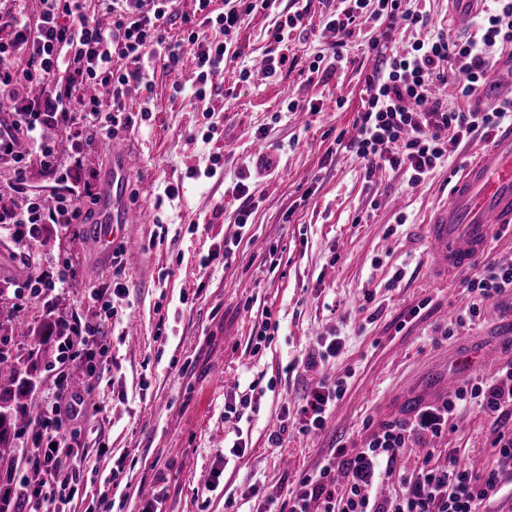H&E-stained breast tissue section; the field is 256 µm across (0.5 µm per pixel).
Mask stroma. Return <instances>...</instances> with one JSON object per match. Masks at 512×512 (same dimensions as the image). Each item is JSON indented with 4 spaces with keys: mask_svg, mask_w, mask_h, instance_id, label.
I'll return each mask as SVG.
<instances>
[{
    "mask_svg": "<svg viewBox=\"0 0 512 512\" xmlns=\"http://www.w3.org/2000/svg\"><path fill=\"white\" fill-rule=\"evenodd\" d=\"M301 0H279L275 12L258 11L241 38L254 55L270 46L266 33L276 16L301 9ZM331 0H312L302 28L289 39L296 66L252 88L227 64L205 99L175 93L174 82L191 83L195 64L184 54L177 71L154 63L150 114L138 119L139 101H125L133 128L108 138L93 135L54 169L28 157L24 186L0 167V194L23 199L49 194L61 176L77 173L100 189L112 150L125 148L143 163L129 178L128 205L147 211L148 224H125L112 237L123 267H112L96 233L94 204L83 203L82 223L55 224L34 243L33 257L17 249L13 234L0 230V308L39 325L44 299H23L12 290L10 271L31 262L36 274L51 276L62 263L75 272L63 316H91V289L123 283L128 295L115 300L103 328L112 352L90 379L93 409L75 420L84 462L75 494L45 504L42 512H143L160 493V512H256L245 492L258 485L274 494L305 472L317 471L330 451L360 445L371 425L405 419L439 401L437 385L460 352L497 342L512 330V294L483 303L475 324L456 327L472 301L466 274L451 276L430 266L427 227L448 204L449 182L462 163L483 148L478 135L448 146L449 160L424 184L409 185L402 172L376 171L365 178V163L345 148L326 159L338 135L352 137L364 98L363 75L373 57L350 42V63L329 80L310 75L308 64L341 41L322 27ZM321 100L322 112L297 122L289 100ZM279 162L268 177L252 172V215L235 257L211 259L233 236L238 201L231 190L260 145ZM223 169L206 179L213 155ZM176 188L168 198L166 188ZM405 274L393 282L396 271ZM270 320L265 341L256 326ZM337 332L344 346L335 359L315 365L308 356L316 337ZM38 371L21 399L22 412L36 418L50 397L58 368L55 339L38 346ZM294 371L285 366L293 358ZM342 382L344 391L322 429L294 431L307 391L317 382ZM248 398L240 423L248 446L226 458L235 425L224 419L226 404ZM291 428L280 444L270 435ZM491 418L477 405L461 407L456 426L433 451L409 441L395 469L375 476L369 492L388 499L399 493L402 474L417 462L445 465L449 457L475 474L501 467L512 489V464H501L490 445ZM106 455H98L99 444ZM118 479H111L113 467ZM216 491L205 492L212 476Z\"/></svg>",
    "mask_w": 512,
    "mask_h": 512,
    "instance_id": "1",
    "label": "stroma"
}]
</instances>
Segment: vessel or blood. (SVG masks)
<instances>
[{"instance_id":"b4317fda","label":"vessel or blood","mask_w":512,"mask_h":512,"mask_svg":"<svg viewBox=\"0 0 512 512\" xmlns=\"http://www.w3.org/2000/svg\"><path fill=\"white\" fill-rule=\"evenodd\" d=\"M138 155L115 151L112 164L98 196L101 227L99 244H107L116 224H143L147 215L128 206L125 189L130 175L139 169ZM512 229V124L499 128L488 146L480 150L457 174L448 197V206L428 226L429 254L440 271L457 273L469 269L486 250L493 232ZM499 350L486 346L460 354L455 368L449 369L440 391H456L473 364L493 370Z\"/></svg>"}]
</instances>
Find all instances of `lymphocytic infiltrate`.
Instances as JSON below:
<instances>
[{"mask_svg":"<svg viewBox=\"0 0 512 512\" xmlns=\"http://www.w3.org/2000/svg\"><path fill=\"white\" fill-rule=\"evenodd\" d=\"M15 10L8 40H0V106L16 109L15 133L0 136V161L12 164L16 182H24V157L15 150L24 138L44 168L55 163L54 150L38 138L44 124L60 126L68 137L80 138L84 128L106 136L130 126L123 98L130 89L150 87L144 62L160 61L167 70L178 66L183 51L192 52L195 78L186 93L206 97L225 64L242 61V81L253 79L245 64L240 33L247 16L257 10H275L277 0H234L225 11H215L213 0H195L192 15L181 17L185 26L179 40H169L166 26L177 16L178 0H108L111 28L90 23L82 0H39L37 19H29L23 0H12ZM303 12L285 23L273 24V47L262 58L265 78L281 75L294 64L288 33L300 27ZM376 28L377 37L366 43L374 66L364 78L366 99L358 114L356 135L349 150L364 161L366 175L380 168L403 171L409 184L423 183L448 155L447 141L457 142L482 133L491 134L512 122V98L483 108L475 99L485 84L486 71L499 61L512 64V0H491L457 35L440 30L427 39L415 40L405 51L392 49L396 26L404 30L427 27L429 14L411 0H342L341 9L325 19L326 29L353 37L365 24ZM25 50V67L14 62L16 51ZM55 77L44 103L17 106L14 88L22 82L43 83ZM449 84L452 98L434 97L432 88ZM78 184L58 187L50 198L29 196L21 207L0 202V224H70L80 217ZM466 287L473 300L458 314L457 324L479 319L481 306L512 291V261L480 265ZM121 283L92 289L97 306L94 317L75 316L61 321L58 347L62 361L85 357L87 362L109 361L110 347L102 338V326L112 317V299L124 294ZM343 392L342 384L321 383L312 388L302 408L301 433L321 428L327 411ZM83 397L72 392L67 371H59L52 397L40 410L26 451V462L47 480L37 487L22 485L31 512H41L45 502L65 493L59 481L61 462L70 456L74 432L66 424L75 420ZM475 404L493 423L490 445L503 459H512V360L503 363L493 379L473 377L451 396L419 408L406 419L382 423L361 446L337 448L321 467L300 476L286 495L264 496L263 512H310L312 502L322 512H480L485 502L506 498L502 475L492 468L476 475L461 467L456 458L446 466L416 468L404 479L400 494L380 499L365 486L374 466L392 464L400 449L413 438L433 441L449 431V420L462 406Z\"/></svg>","mask_w":512,"mask_h":512,"instance_id":"1","label":"lymphocytic infiltrate"}]
</instances>
